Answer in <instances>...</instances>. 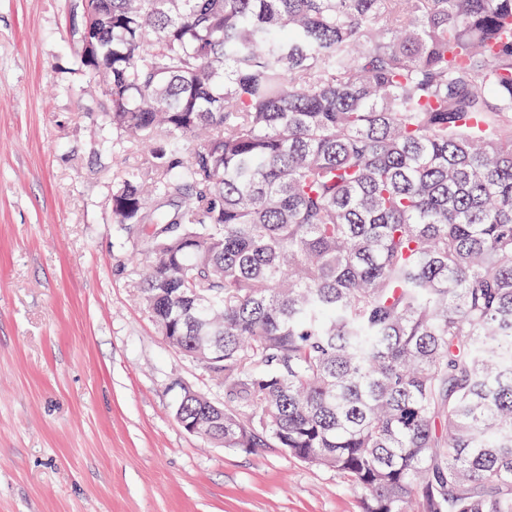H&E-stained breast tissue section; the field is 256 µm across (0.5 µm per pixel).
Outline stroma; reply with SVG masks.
I'll use <instances>...</instances> for the list:
<instances>
[{
	"mask_svg": "<svg viewBox=\"0 0 512 512\" xmlns=\"http://www.w3.org/2000/svg\"><path fill=\"white\" fill-rule=\"evenodd\" d=\"M82 0H0V512H360L283 449L213 446L174 407L223 401L142 306L113 131L81 63Z\"/></svg>",
	"mask_w": 512,
	"mask_h": 512,
	"instance_id": "35a3bbf8",
	"label": "stroma"
}]
</instances>
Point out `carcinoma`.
Instances as JSON below:
<instances>
[{
    "label": "carcinoma",
    "instance_id": "obj_1",
    "mask_svg": "<svg viewBox=\"0 0 512 512\" xmlns=\"http://www.w3.org/2000/svg\"><path fill=\"white\" fill-rule=\"evenodd\" d=\"M139 299L226 448L512 512V0H86Z\"/></svg>",
    "mask_w": 512,
    "mask_h": 512
}]
</instances>
